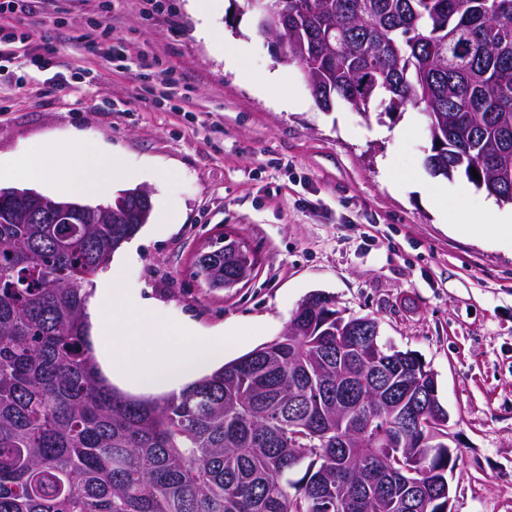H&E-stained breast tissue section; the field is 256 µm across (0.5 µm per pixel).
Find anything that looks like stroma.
<instances>
[{"mask_svg":"<svg viewBox=\"0 0 512 512\" xmlns=\"http://www.w3.org/2000/svg\"><path fill=\"white\" fill-rule=\"evenodd\" d=\"M187 4L162 0L146 13L137 0H61L59 11L34 15L39 55L54 70L83 66L96 78L69 91L37 67H0V158L46 145L111 147L153 205L132 240L134 261L115 278L193 338L224 340L225 360L280 336L316 291L377 319L383 339L436 375L460 455L452 512H512V238L481 223L486 193L429 172L421 108L321 110L250 16L214 0L225 42L241 47L236 70L225 69ZM95 19L113 20L136 50L159 58L176 87L146 101L151 79L77 46ZM273 70L283 75L274 99L255 88ZM281 97L306 107L283 110ZM410 177L422 192L407 187ZM437 186L468 218L465 230L449 231L428 205L425 192ZM167 211L174 223H161ZM224 235L256 265L238 287L209 288L194 276L195 257Z\"/></svg>","mask_w":512,"mask_h":512,"instance_id":"stroma-1","label":"stroma"}]
</instances>
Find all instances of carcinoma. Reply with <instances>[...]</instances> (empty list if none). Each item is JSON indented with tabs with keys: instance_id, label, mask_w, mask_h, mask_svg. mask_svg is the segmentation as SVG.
Instances as JSON below:
<instances>
[{
	"instance_id": "cac0c4a2",
	"label": "carcinoma",
	"mask_w": 512,
	"mask_h": 512,
	"mask_svg": "<svg viewBox=\"0 0 512 512\" xmlns=\"http://www.w3.org/2000/svg\"><path fill=\"white\" fill-rule=\"evenodd\" d=\"M270 0L271 43L316 103L368 113L423 108L435 176H463L512 204V0ZM288 8V24L277 22ZM479 177H474L471 169ZM35 224L34 205L0 190V512H451L459 455L430 370L313 292L271 342L188 384L131 399L89 343L93 279L148 223L129 201ZM384 373L387 389L427 392L402 447L382 441L408 404L370 408L380 433L336 441L358 418L336 381Z\"/></svg>"
}]
</instances>
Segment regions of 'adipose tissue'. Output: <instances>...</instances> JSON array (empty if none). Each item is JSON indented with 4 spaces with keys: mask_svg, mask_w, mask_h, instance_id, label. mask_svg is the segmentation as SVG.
Masks as SVG:
<instances>
[{
    "mask_svg": "<svg viewBox=\"0 0 512 512\" xmlns=\"http://www.w3.org/2000/svg\"><path fill=\"white\" fill-rule=\"evenodd\" d=\"M0 174L49 188L55 187L58 175L63 174L90 199L106 196L115 182L129 176L113 164L110 150L98 147L70 154L46 147L32 155L0 161ZM106 296L112 297V308L102 306ZM87 315L93 354L109 382L119 387L177 394L224 361L223 341L186 342V328L167 321L150 302L126 300L111 271L100 274L88 299Z\"/></svg>",
    "mask_w": 512,
    "mask_h": 512,
    "instance_id": "adipose-tissue-1",
    "label": "adipose tissue"
}]
</instances>
